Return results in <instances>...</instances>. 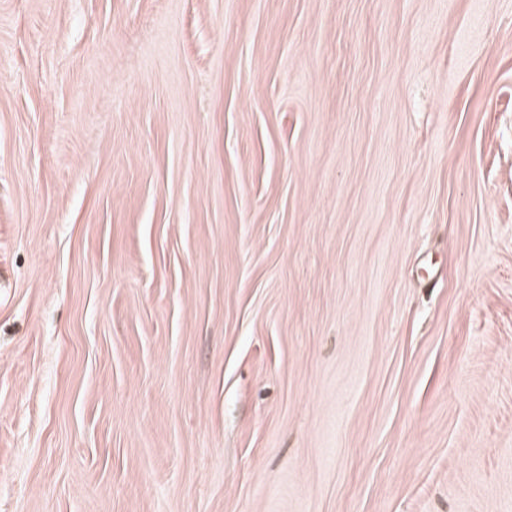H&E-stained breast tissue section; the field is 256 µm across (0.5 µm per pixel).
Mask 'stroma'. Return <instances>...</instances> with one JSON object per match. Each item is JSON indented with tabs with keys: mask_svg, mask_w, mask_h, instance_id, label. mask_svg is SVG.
Returning <instances> with one entry per match:
<instances>
[{
	"mask_svg": "<svg viewBox=\"0 0 512 512\" xmlns=\"http://www.w3.org/2000/svg\"><path fill=\"white\" fill-rule=\"evenodd\" d=\"M0 512H512V0H0Z\"/></svg>",
	"mask_w": 512,
	"mask_h": 512,
	"instance_id": "obj_1",
	"label": "stroma"
}]
</instances>
